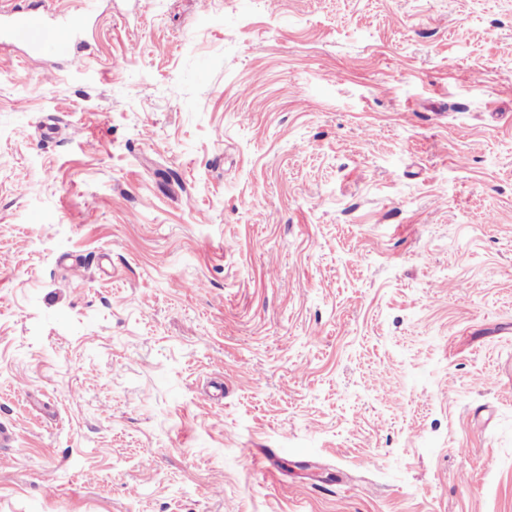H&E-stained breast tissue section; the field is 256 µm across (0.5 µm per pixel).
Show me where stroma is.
Instances as JSON below:
<instances>
[{"mask_svg": "<svg viewBox=\"0 0 512 512\" xmlns=\"http://www.w3.org/2000/svg\"><path fill=\"white\" fill-rule=\"evenodd\" d=\"M83 50L0 46V512H512V0Z\"/></svg>", "mask_w": 512, "mask_h": 512, "instance_id": "35a3bbf8", "label": "stroma"}]
</instances>
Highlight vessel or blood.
Here are the masks:
<instances>
[{
	"label": "vessel or blood",
	"instance_id": "b4317fda",
	"mask_svg": "<svg viewBox=\"0 0 512 512\" xmlns=\"http://www.w3.org/2000/svg\"><path fill=\"white\" fill-rule=\"evenodd\" d=\"M93 0H81L79 13L66 17L49 16L24 7L10 11L0 10V39L26 44L32 56H39L42 39L54 36V47L65 59L69 68L80 69L86 64L83 56L73 48V36L83 26V19L89 15Z\"/></svg>",
	"mask_w": 512,
	"mask_h": 512
}]
</instances>
